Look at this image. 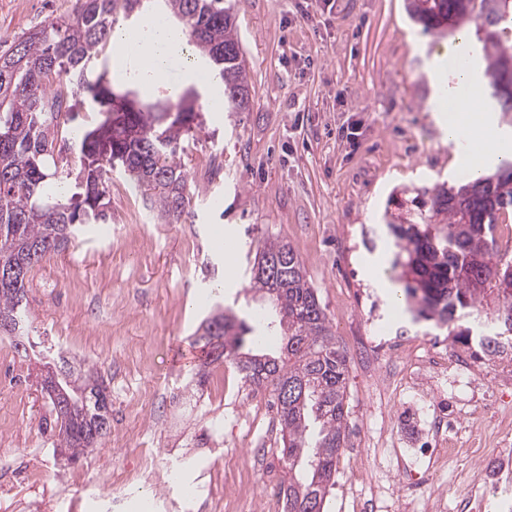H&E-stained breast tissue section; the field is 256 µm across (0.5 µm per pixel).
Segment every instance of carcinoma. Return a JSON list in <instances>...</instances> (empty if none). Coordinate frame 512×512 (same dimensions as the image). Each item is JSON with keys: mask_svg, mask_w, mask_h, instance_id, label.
<instances>
[{"mask_svg": "<svg viewBox=\"0 0 512 512\" xmlns=\"http://www.w3.org/2000/svg\"><path fill=\"white\" fill-rule=\"evenodd\" d=\"M151 12L175 21L200 57L199 81L224 99V111L248 112L251 88L231 0H75L71 15L51 21L0 53V335L15 346L30 340L29 273L48 255L61 253L82 224L112 221L108 181L120 169L163 219L179 220L190 207L187 178L176 161L192 136L198 92L187 87L169 97H146L135 86L116 88L100 49L119 19ZM411 19L442 36L475 23L483 47L484 74L493 109L512 112V0H407ZM454 75L476 69L477 57L446 59ZM81 95L98 121L75 140L79 170L56 151L61 117H75L69 97ZM406 224L387 222L399 252L394 278L413 320L441 330L454 327L456 341L471 344L467 323L484 321L492 333L478 341L487 356L512 350L498 333L512 323V262L497 259V225L512 218V161L495 173L457 187L426 189L414 199ZM249 288L279 317L282 344L265 352L264 339L246 340L254 327L234 310H219L202 325L199 340L209 356L231 361L246 381L272 388L282 454L288 459V512H324L340 449L348 437L346 358L332 336L316 289L292 246L266 240L258 247ZM499 307L486 311L488 299ZM42 383L52 367L65 369L72 398L98 372L76 368L63 352L45 349ZM296 392L281 400L279 388ZM86 412H57L56 447L75 460L107 433L106 405Z\"/></svg>", "mask_w": 512, "mask_h": 512, "instance_id": "1", "label": "carcinoma"}]
</instances>
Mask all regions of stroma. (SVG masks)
I'll use <instances>...</instances> for the list:
<instances>
[{"mask_svg":"<svg viewBox=\"0 0 512 512\" xmlns=\"http://www.w3.org/2000/svg\"><path fill=\"white\" fill-rule=\"evenodd\" d=\"M74 0H0V50L13 37L68 17ZM236 25L251 85L250 111L215 112L200 95L198 124L178 154L190 214L169 224L120 174L109 181L112 220L80 227L75 243L33 269L28 300L37 337L101 371L112 398L99 448L69 460L54 450L56 414L35 356L0 336V512H98L95 493L153 449L156 482L134 486L118 512H268L288 483L273 396L254 390L228 361L207 363L196 331L215 305L250 313L249 263L267 239L288 241L347 357L348 433L325 512H386L384 492L403 471L396 442L416 430L399 379L404 345L376 349L375 326L397 331L383 283L392 276L389 201L441 182L460 183L455 147L435 125L428 77L451 40L424 34L405 0H237ZM240 246L234 279L213 245ZM467 387L447 389L469 431L465 465L430 466L422 489L393 512H460L481 483V457L512 439L496 412L512 415V384L496 357L465 347ZM223 421L219 448L204 438ZM181 465V484L165 481ZM496 499L503 486L481 483Z\"/></svg>","mask_w":512,"mask_h":512,"instance_id":"1","label":"stroma"}]
</instances>
